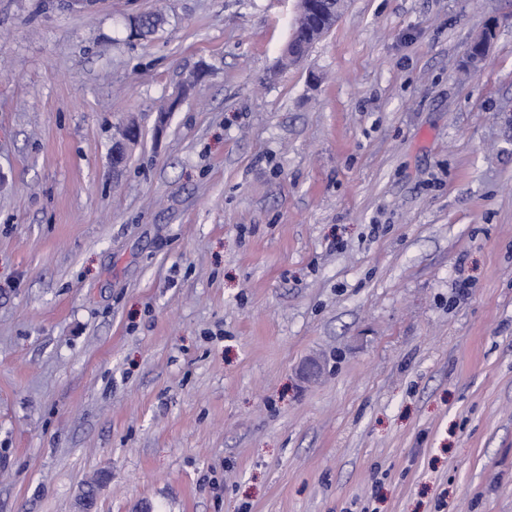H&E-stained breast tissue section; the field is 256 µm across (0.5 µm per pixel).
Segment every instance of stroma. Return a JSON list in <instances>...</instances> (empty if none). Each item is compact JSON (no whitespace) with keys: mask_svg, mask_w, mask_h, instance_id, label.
<instances>
[{"mask_svg":"<svg viewBox=\"0 0 512 512\" xmlns=\"http://www.w3.org/2000/svg\"><path fill=\"white\" fill-rule=\"evenodd\" d=\"M296 8L0 0V512H512V0ZM310 0H298V16L296 18L295 23V34L298 38L300 44H303L304 47L299 50V57L292 58L284 55V60L286 62L296 61L298 59L303 58L310 48L313 46L315 42H317L324 34H326L336 23V18L331 15H315L312 17H307L304 19H300L301 16L307 8H314L315 10L322 11L329 4L328 1L333 0H311V2H307Z\"/></svg>","mask_w":512,"mask_h":512,"instance_id":"35a3bbf8","label":"stroma"}]
</instances>
